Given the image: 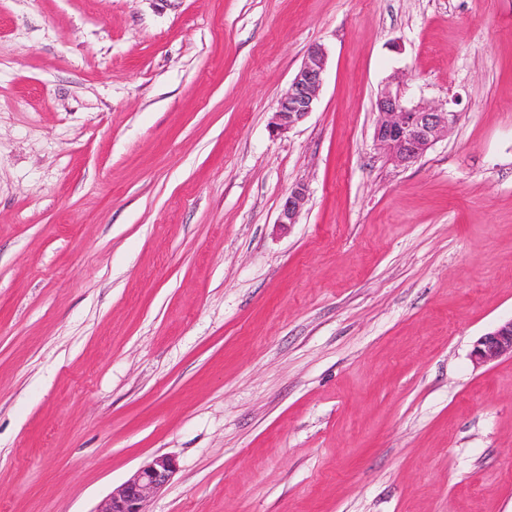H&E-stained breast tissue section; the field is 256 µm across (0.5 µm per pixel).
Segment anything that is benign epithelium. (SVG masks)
Here are the masks:
<instances>
[{
	"label": "benign epithelium",
	"instance_id": "7a95c632",
	"mask_svg": "<svg viewBox=\"0 0 512 512\" xmlns=\"http://www.w3.org/2000/svg\"><path fill=\"white\" fill-rule=\"evenodd\" d=\"M325 65L324 48L317 44L311 46L287 91L278 100L270 120L273 132L284 134L308 118L323 83ZM375 107L378 118L374 138L399 165H409L422 158L438 138L448 132L454 119L452 113L441 108L424 104L410 107L399 91L388 86L378 95ZM307 192L303 183L291 188L281 207L278 223H297ZM504 355L512 357V318L481 336L472 351L478 364H487ZM175 470L173 457L154 456L113 490L98 512H147L148 502L170 481Z\"/></svg>",
	"mask_w": 512,
	"mask_h": 512
}]
</instances>
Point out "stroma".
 <instances>
[{"label":"stroma","instance_id":"35a3bbf8","mask_svg":"<svg viewBox=\"0 0 512 512\" xmlns=\"http://www.w3.org/2000/svg\"><path fill=\"white\" fill-rule=\"evenodd\" d=\"M511 318L512 0H0V512H512ZM326 65L321 45H312L306 58L280 97L270 120L272 132L284 134L303 123L314 109ZM375 107L378 118L374 138L399 165L422 158L442 134H448L454 119L451 112L441 108L424 104L410 107L398 90L389 87L380 92ZM307 186L303 183L294 185L288 192L278 218V224H296L300 209L307 197ZM504 355L512 357V318L481 336L472 351L477 364H487ZM175 470L173 457L154 456L113 490L97 512H148V502L170 481Z\"/></svg>","mask_w":512,"mask_h":512}]
</instances>
